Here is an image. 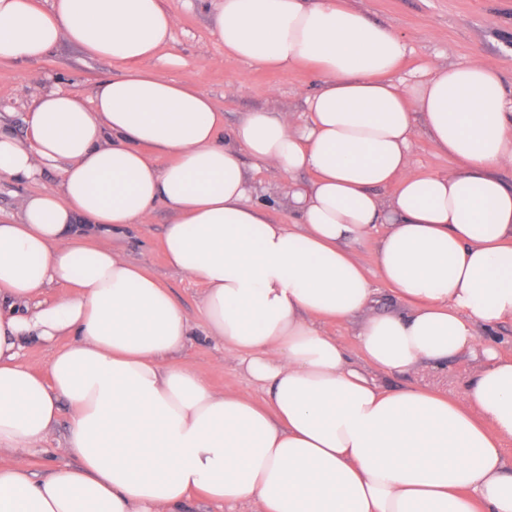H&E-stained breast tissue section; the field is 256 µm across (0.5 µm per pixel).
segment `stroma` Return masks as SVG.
<instances>
[{
  "instance_id": "stroma-1",
  "label": "stroma",
  "mask_w": 512,
  "mask_h": 512,
  "mask_svg": "<svg viewBox=\"0 0 512 512\" xmlns=\"http://www.w3.org/2000/svg\"><path fill=\"white\" fill-rule=\"evenodd\" d=\"M374 21L404 34L409 53L403 75L422 79L428 68L480 58L499 71L504 83L512 82V0H347ZM177 17L170 44L147 67L172 80L192 81L224 111V128H232L245 113L256 109L295 112L320 86L319 75L308 66L268 70L225 56L214 34L212 9L205 0H164ZM121 63L88 57L79 47L63 42L43 58L0 65V106L9 108L6 118L16 132L25 129V118L42 90L55 87L90 97L95 85L121 76ZM172 212L157 207L149 223L132 229L121 240L127 258L142 264L170 289L174 299L192 318H199L197 286L171 269L162 238ZM222 347L203 335L192 337L179 360L206 377L219 390L230 389L264 400L260 387L234 362L224 361ZM477 366L463 356L432 368L419 366L407 372L365 367L364 372L383 390L395 393L411 386L425 387L448 396L462 397ZM69 424L61 415L42 447L32 449L28 463L35 477H43L66 464L59 448Z\"/></svg>"
}]
</instances>
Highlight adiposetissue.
<instances>
[{
    "mask_svg": "<svg viewBox=\"0 0 512 512\" xmlns=\"http://www.w3.org/2000/svg\"><path fill=\"white\" fill-rule=\"evenodd\" d=\"M211 5L226 56L316 69L306 123L257 109L219 141L213 99L145 67L177 23L164 0H0V63L67 41L125 66L87 99L39 93L24 135L0 121V182L39 186L0 221V512H187L195 494L257 512H512V357L492 344L512 324V186L496 175L512 90L478 58L403 79L407 38L343 0ZM419 132L454 168L417 171ZM247 156L289 178L288 219L266 214ZM160 205L167 264L265 403L172 363L191 320L113 245ZM366 237L403 310H377L347 249ZM334 323L385 371L479 364L459 399L391 393ZM30 341L53 347L46 373L21 363ZM64 406L71 462L34 479L26 455Z\"/></svg>",
    "mask_w": 512,
    "mask_h": 512,
    "instance_id": "1",
    "label": "adipose tissue"
}]
</instances>
